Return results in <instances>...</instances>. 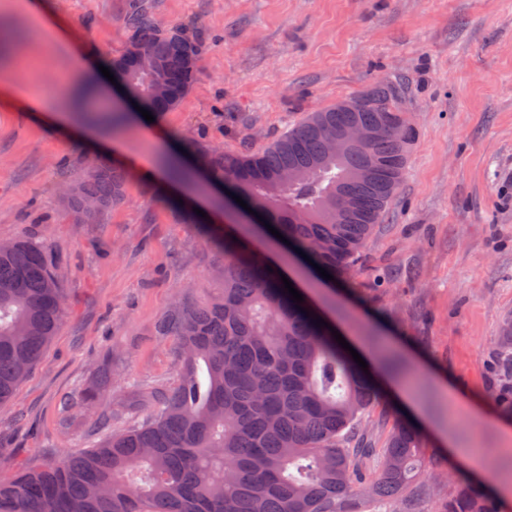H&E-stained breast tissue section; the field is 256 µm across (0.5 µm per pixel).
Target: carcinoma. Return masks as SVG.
I'll return each mask as SVG.
<instances>
[{"instance_id":"obj_1","label":"carcinoma","mask_w":512,"mask_h":512,"mask_svg":"<svg viewBox=\"0 0 512 512\" xmlns=\"http://www.w3.org/2000/svg\"><path fill=\"white\" fill-rule=\"evenodd\" d=\"M129 46L111 62L127 93L155 112L174 108L194 83L201 54L181 28L159 29L146 0H129ZM143 50L160 68L139 69ZM393 83L362 98L370 107L309 113L286 134L251 152L214 151L208 166L233 192L333 276L358 260L399 187L416 136ZM352 121L392 123L394 132L338 158L336 134ZM123 169L100 163L60 190L75 224H101L126 199ZM352 196L355 220L336 223V184ZM224 250V292L178 306L158 325L178 337L180 379L161 393L140 427L109 433L90 448L0 479V512H360L362 498L389 512L412 509L399 491L424 466L422 432L392 429L372 483L357 489L365 444L343 442L378 395L316 320L290 299L247 245L214 230ZM65 314V290L43 246H0V406L10 403ZM437 512H498L461 487Z\"/></svg>"}]
</instances>
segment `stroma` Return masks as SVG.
Wrapping results in <instances>:
<instances>
[{
	"label": "stroma",
	"mask_w": 512,
	"mask_h": 512,
	"mask_svg": "<svg viewBox=\"0 0 512 512\" xmlns=\"http://www.w3.org/2000/svg\"><path fill=\"white\" fill-rule=\"evenodd\" d=\"M71 43L52 50L13 0L0 61L18 83L84 107L89 80L65 78L76 51L101 65L125 51L127 0H44ZM162 29L187 25L203 45L197 80L159 114L190 155L256 150L307 113L401 84L416 130L409 164L379 227L333 291L336 319L364 350L400 357L427 419L424 472L401 493L417 512L484 469L485 491L512 482V440L473 418L512 381V0H149ZM101 159L33 121L0 85V242L42 244L62 279L66 314L42 358L0 409V477L52 463L141 424L173 388L181 353L158 322L219 295L224 253L208 227L154 184L130 176L104 223L75 224L61 184ZM86 387L100 398L84 401ZM407 416L381 397L360 435L384 447Z\"/></svg>",
	"instance_id": "35a3bbf8"
}]
</instances>
